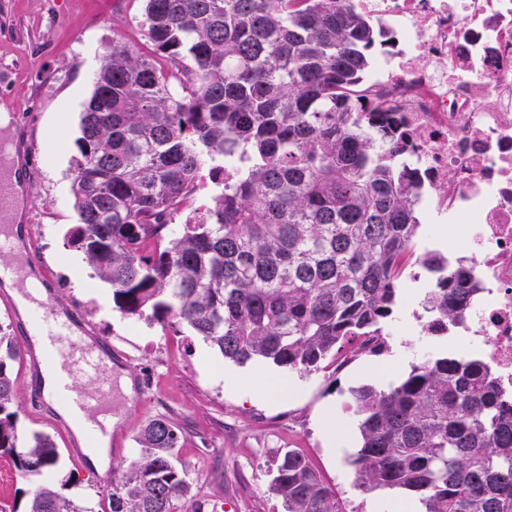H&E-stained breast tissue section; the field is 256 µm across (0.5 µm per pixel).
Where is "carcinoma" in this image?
Here are the masks:
<instances>
[{"label":"carcinoma","mask_w":512,"mask_h":512,"mask_svg":"<svg viewBox=\"0 0 512 512\" xmlns=\"http://www.w3.org/2000/svg\"><path fill=\"white\" fill-rule=\"evenodd\" d=\"M152 48L116 39L84 105L68 243L124 314L151 310L224 358L300 372L395 317L403 269L436 277L423 299L444 325L477 285L463 264L418 253L415 177L387 133L365 124L362 81L388 34L355 0H144ZM212 203L168 230L203 171ZM0 325V455L24 477L54 467L53 439L18 446ZM359 486L397 490L423 512H512V393L476 356L437 354L397 384L348 389ZM167 418L112 482L110 512H205L187 504ZM270 490L284 512H346L309 460L281 457ZM26 512H86L47 485Z\"/></svg>","instance_id":"cac0c4a2"}]
</instances>
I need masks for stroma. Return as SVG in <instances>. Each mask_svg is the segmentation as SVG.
<instances>
[{
	"mask_svg": "<svg viewBox=\"0 0 512 512\" xmlns=\"http://www.w3.org/2000/svg\"><path fill=\"white\" fill-rule=\"evenodd\" d=\"M144 7L143 0H0V113L26 128L35 156L29 218L40 266L54 279L59 300L80 307L95 332L111 341L113 373L132 380L131 390H112L117 437L112 466L100 472L70 456L69 438L52 424L31 368L15 362L19 438L52 435L60 460L45 481L20 478L12 461L0 456V512H21L45 483L79 506L109 512L113 480L138 457L145 425L162 415L182 429L177 463L193 478L194 498L211 512H282L270 482L289 450L306 455L336 486L346 512H400V493L359 488L347 463L355 435L346 404L350 386L397 383L412 364L448 351L447 338L421 335L414 324L429 276H404L396 318L385 329L386 352L355 358L341 369L331 358L316 372H288L297 392L256 397L252 387L268 382L275 366L261 360L236 364L187 328L121 313L111 287L68 245L66 233L78 221L71 184L83 105L99 57L113 40L149 50Z\"/></svg>",
	"mask_w": 512,
	"mask_h": 512,
	"instance_id": "stroma-1",
	"label": "stroma"
}]
</instances>
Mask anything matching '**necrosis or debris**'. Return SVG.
<instances>
[{
  "mask_svg": "<svg viewBox=\"0 0 512 512\" xmlns=\"http://www.w3.org/2000/svg\"><path fill=\"white\" fill-rule=\"evenodd\" d=\"M390 30L365 84L371 126L394 130L421 198L456 237L478 288L447 328L416 317L424 335L463 341L512 390V0H357Z\"/></svg>",
  "mask_w": 512,
  "mask_h": 512,
  "instance_id": "1",
  "label": "necrosis or debris"
}]
</instances>
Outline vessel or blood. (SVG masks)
<instances>
[{"instance_id":"b4317fda","label":"vessel or blood","mask_w":512,"mask_h":512,"mask_svg":"<svg viewBox=\"0 0 512 512\" xmlns=\"http://www.w3.org/2000/svg\"><path fill=\"white\" fill-rule=\"evenodd\" d=\"M18 139L14 128H0V251L16 256L15 262L0 266V304L15 308L13 290L27 289L31 276H38L41 289L31 297L24 318L16 322V334L25 345L24 359L52 368L57 398L86 419L85 437L91 441L112 430V374L105 363L111 345L87 329L81 310L58 303L48 274L35 272L38 258L32 229L20 213L29 202L30 160ZM80 378L93 384V392L78 388Z\"/></svg>"}]
</instances>
